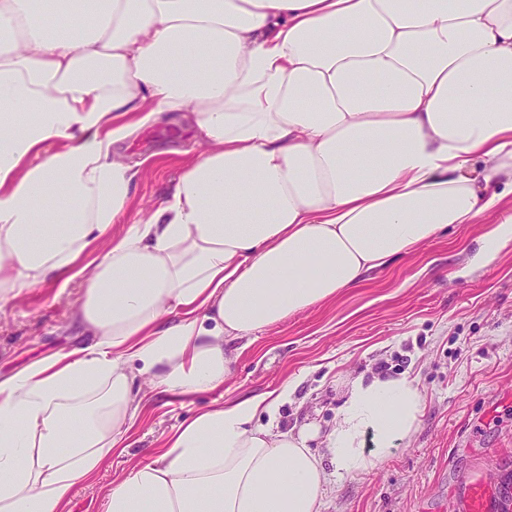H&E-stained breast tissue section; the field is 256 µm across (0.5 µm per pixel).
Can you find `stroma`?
<instances>
[{
    "instance_id": "stroma-1",
    "label": "stroma",
    "mask_w": 512,
    "mask_h": 512,
    "mask_svg": "<svg viewBox=\"0 0 512 512\" xmlns=\"http://www.w3.org/2000/svg\"><path fill=\"white\" fill-rule=\"evenodd\" d=\"M119 151L144 164L128 213L134 219L171 190L199 147L188 120L175 113ZM487 229L454 225L361 287L259 332L223 387L159 399L137 442L95 481L78 485L64 512H102L113 479L200 409L296 378L283 426L326 427L346 379L373 372L418 378V431L371 471L329 484L322 512H458L462 480L512 487V241L493 265L466 267ZM88 279L84 273L67 288L46 283L0 301V378L82 343L75 319Z\"/></svg>"
}]
</instances>
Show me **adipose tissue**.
Segmentation results:
<instances>
[{
  "mask_svg": "<svg viewBox=\"0 0 512 512\" xmlns=\"http://www.w3.org/2000/svg\"><path fill=\"white\" fill-rule=\"evenodd\" d=\"M178 112L201 152L112 235L119 144ZM511 195L512 0H0V301L93 258L87 343L0 378V512H63L151 395L222 387L241 341L451 225L498 214L490 266ZM297 386L182 421L104 512H321L418 428L417 377L348 381L325 431L281 430Z\"/></svg>",
  "mask_w": 512,
  "mask_h": 512,
  "instance_id": "obj_1",
  "label": "adipose tissue"
}]
</instances>
